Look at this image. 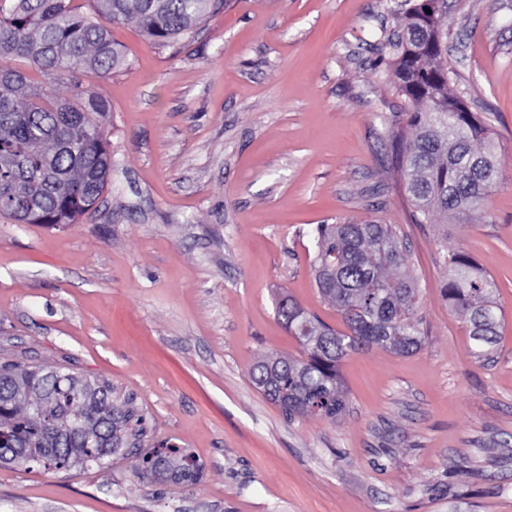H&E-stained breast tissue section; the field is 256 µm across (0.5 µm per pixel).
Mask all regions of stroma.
Returning a JSON list of instances; mask_svg holds the SVG:
<instances>
[{
  "instance_id": "stroma-1",
  "label": "stroma",
  "mask_w": 512,
  "mask_h": 512,
  "mask_svg": "<svg viewBox=\"0 0 512 512\" xmlns=\"http://www.w3.org/2000/svg\"><path fill=\"white\" fill-rule=\"evenodd\" d=\"M404 0H227L177 43L112 28L126 65L80 77L109 103L112 171L95 214L0 216V364L109 384L138 451L84 469L0 464V512H512V0H447L452 83L488 116L498 178L486 221L419 224L395 162L407 102L376 68ZM406 239L420 350L345 359L335 419H288L253 385L299 346L283 298L333 328L312 266L319 224ZM463 249L495 281L490 360L442 290ZM168 440L197 485L137 481ZM161 453L166 455L170 465L175 469H184V473L175 483L184 485H195L200 478L202 468L197 461L187 453H184L180 448L169 446L168 442H160L157 446L149 448L141 454V461L135 477L142 480H151L150 467L153 464L154 457ZM191 459V462H189Z\"/></svg>"
}]
</instances>
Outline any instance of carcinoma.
<instances>
[{"mask_svg":"<svg viewBox=\"0 0 512 512\" xmlns=\"http://www.w3.org/2000/svg\"><path fill=\"white\" fill-rule=\"evenodd\" d=\"M224 0H15L0 8V214L19 224H77L97 211L112 169L99 117L108 104L82 90L71 100L46 89L79 74L106 76L125 65L111 26L137 20L142 34L167 45L205 22ZM445 6L425 12L416 0L403 12L388 51L386 76L411 105L413 135L397 143L399 169L420 224L432 217L487 218L486 201L498 176L488 122L467 112L450 90ZM24 61L22 69L16 61ZM313 260L319 292L341 314L337 330L290 298L278 313L301 354L263 357L251 379L292 420L336 418L347 399L338 374L347 355L374 348L399 356L416 352L423 332L417 318L419 289L406 273L407 247L390 224H321ZM448 267L444 297L461 315L473 341L471 354L490 359L500 319L494 280L462 251L442 255ZM0 449L28 448L20 462L49 469L99 463L122 452L132 414L112 404V388L61 368L0 367ZM52 445L60 452L40 454ZM184 469L178 484L194 485L202 468L191 455L160 442L141 454L135 477L150 479L157 454Z\"/></svg>","mask_w":512,"mask_h":512,"instance_id":"obj_1","label":"carcinoma"}]
</instances>
